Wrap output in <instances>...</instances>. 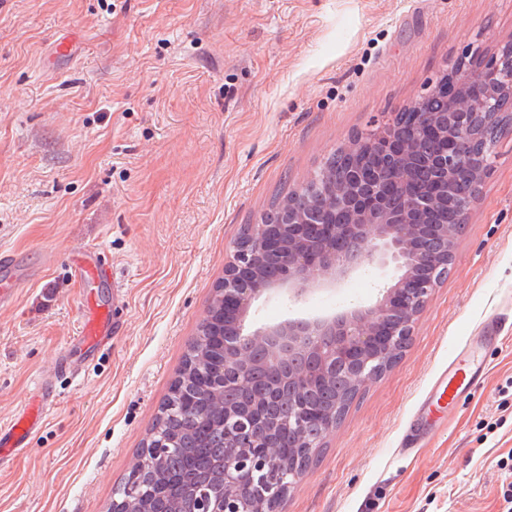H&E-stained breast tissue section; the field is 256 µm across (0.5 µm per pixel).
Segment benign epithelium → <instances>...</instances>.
<instances>
[{
    "mask_svg": "<svg viewBox=\"0 0 512 512\" xmlns=\"http://www.w3.org/2000/svg\"><path fill=\"white\" fill-rule=\"evenodd\" d=\"M499 55L507 60L503 69L495 60L474 71L461 60L441 79L433 95L454 104L456 111L416 109L412 141L397 139L394 117L364 136H352L342 148L350 158L343 184L297 189L303 206L282 205L280 223L251 224L246 239L237 242L232 258L224 262V277L214 289L215 302L208 305L204 324L212 322L217 306L224 307V379L235 378L240 397L224 404V496L200 502L196 512H279L305 471L282 463L274 446L259 441L255 432L281 425L306 434L311 414L295 399L298 389L324 384L338 372L349 386L361 388L390 368L407 346L416 319L448 271V261L454 260L461 225L419 220L448 195L441 183L424 196L395 200L378 182L361 179L360 159L379 151L407 167L429 138H444L449 145L431 164L448 177L468 169L474 185H480L491 162L486 156L476 165L466 150L474 130L462 118L472 107L463 90L485 91L480 104L486 111L495 108L498 92L512 95V41ZM273 261L281 269L276 277L266 274ZM369 265L395 269L380 279L371 305L274 325L253 318L262 299L300 303L324 286L341 288ZM316 270L325 278L315 279ZM256 369L273 379L261 398L248 381ZM128 491V497L113 495L112 512H134L131 497L140 494L134 476Z\"/></svg>",
    "mask_w": 512,
    "mask_h": 512,
    "instance_id": "1",
    "label": "benign epithelium"
}]
</instances>
